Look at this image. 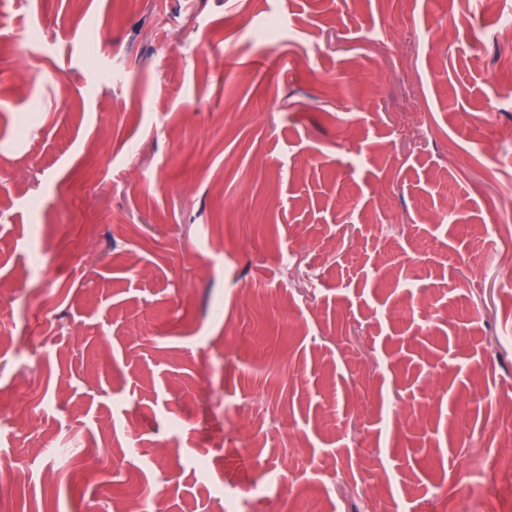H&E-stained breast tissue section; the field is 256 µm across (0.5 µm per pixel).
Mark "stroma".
<instances>
[{
  "label": "stroma",
  "instance_id": "35a3bbf8",
  "mask_svg": "<svg viewBox=\"0 0 512 512\" xmlns=\"http://www.w3.org/2000/svg\"><path fill=\"white\" fill-rule=\"evenodd\" d=\"M511 15L0 0L8 512H512Z\"/></svg>",
  "mask_w": 512,
  "mask_h": 512
}]
</instances>
